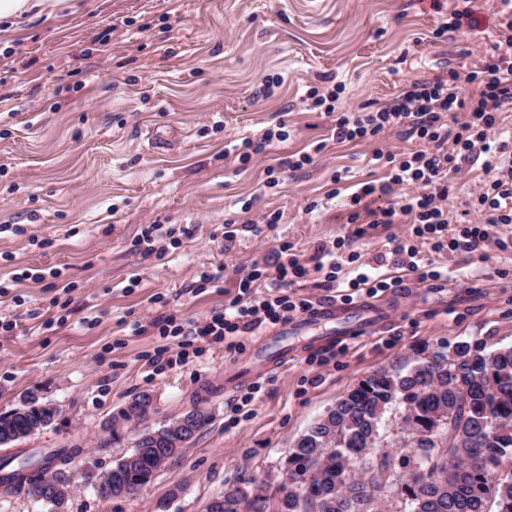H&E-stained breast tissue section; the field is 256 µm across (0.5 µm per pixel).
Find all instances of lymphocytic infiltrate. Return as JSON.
Returning <instances> with one entry per match:
<instances>
[{
	"instance_id": "f902f5d3",
	"label": "lymphocytic infiltrate",
	"mask_w": 512,
	"mask_h": 512,
	"mask_svg": "<svg viewBox=\"0 0 512 512\" xmlns=\"http://www.w3.org/2000/svg\"><path fill=\"white\" fill-rule=\"evenodd\" d=\"M498 2L496 39L467 72L452 68L443 79H416L388 103H362L342 111L336 108V92L323 94L314 87L307 92L309 111L335 114L333 139L375 143L374 163L389 169L386 181L361 183L351 194L352 238L368 232L360 224L362 202L376 194L390 197L387 207L366 216L374 224L407 225V232L393 235L391 242L401 263L423 281L438 276L418 263L423 245L438 253L473 252L494 241L497 225L512 224V135H505L498 121L499 113L512 112V0ZM394 135L413 138L421 147L403 157L386 151L384 144ZM471 160L480 161L488 179L464 211L462 229L452 239L446 232L448 181ZM319 253L320 261L311 268L296 255H287L272 277L261 262H253L248 273L237 279L235 297L205 321L189 325L172 314L156 316L152 325L159 335L175 337L178 344L172 355L148 360L151 373L192 362L200 357L205 343L222 345L228 353L239 351L244 333L310 312L312 300L294 290L309 273L321 274L322 287L344 286L356 293L387 285L368 264L361 265L355 277L340 280L343 256L337 247H323ZM263 280L268 289L260 295L256 286Z\"/></svg>"
}]
</instances>
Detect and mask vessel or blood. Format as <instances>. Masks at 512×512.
Wrapping results in <instances>:
<instances>
[{
	"mask_svg": "<svg viewBox=\"0 0 512 512\" xmlns=\"http://www.w3.org/2000/svg\"><path fill=\"white\" fill-rule=\"evenodd\" d=\"M374 324V315L366 308H342L324 305L283 329L281 335L270 337L256 360L241 371L242 377H257L272 362L287 360L294 351L292 338L313 335L316 342L334 343L336 338L361 333Z\"/></svg>",
	"mask_w": 512,
	"mask_h": 512,
	"instance_id": "vessel-or-blood-1",
	"label": "vessel or blood"
}]
</instances>
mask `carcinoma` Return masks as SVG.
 Wrapping results in <instances>:
<instances>
[{"label": "carcinoma", "instance_id": "1", "mask_svg": "<svg viewBox=\"0 0 512 512\" xmlns=\"http://www.w3.org/2000/svg\"><path fill=\"white\" fill-rule=\"evenodd\" d=\"M457 362L434 366L418 364L404 372H384L382 377L348 392L329 409L288 452V477L281 488L277 512H381L390 501L395 512H512V475L500 477L503 459H512V346L486 351L480 344L457 345ZM409 397L415 423H433L436 413L448 409L447 447L413 446L403 459H413L415 471H396L394 458L383 453L377 466L354 475L350 460L360 461L376 450L386 409ZM24 415H0V438L24 439L40 424L57 416L55 406H44L32 392L26 395ZM149 395L141 393L119 417L143 420L150 412ZM181 433L195 439L207 416L194 408ZM157 430L144 431L137 440L139 460L129 469L116 462L112 482L97 485L102 498L133 494L150 483L161 468L169 445L155 438ZM75 450L59 448L42 455L37 463L27 459H0V487L23 488L46 474L62 486L57 467L72 459ZM218 512H270L263 483L255 478L224 492Z\"/></svg>", "mask_w": 512, "mask_h": 512}]
</instances>
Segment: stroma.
I'll return each instance as SVG.
<instances>
[{"instance_id": "stroma-1", "label": "stroma", "mask_w": 512, "mask_h": 512, "mask_svg": "<svg viewBox=\"0 0 512 512\" xmlns=\"http://www.w3.org/2000/svg\"><path fill=\"white\" fill-rule=\"evenodd\" d=\"M436 22L431 0H61L0 30V413L32 391L58 409L52 425L0 447V459L74 449L62 470L66 512H156L164 499L167 512H207L245 479L282 470L296 439L369 372L404 370L419 352L445 354L462 341L512 346V224L494 229L505 250L423 247L424 263L448 272L423 283L392 252L390 236L405 225H380L348 246L402 279L354 297L373 308L374 332L300 340L286 364L257 377L252 412L236 427L226 421L249 386L225 391L224 377L249 361L260 333L241 336L239 353L207 348L147 374L150 357L177 346L151 316L202 321L236 295L237 272L205 288L201 272L229 259L238 271L256 260L275 268L283 243L311 267L318 246L348 238L350 195L387 171L371 162L372 144L332 141V117L308 111L303 97L330 82L344 87L338 107L384 103L408 80L469 69L474 45L495 38L497 2L480 0L472 28L444 41L432 39ZM270 77L281 84L265 98ZM282 119L286 142L245 163L225 153ZM152 130L174 149L152 152ZM318 143L311 165L284 168ZM345 167L349 179L335 182ZM485 178L478 165L452 176L449 233ZM246 200L254 212H279L277 229L240 224L225 240V218ZM150 226L155 251L146 254L133 242ZM143 392L153 397L147 419H119ZM195 408L206 425L150 484L96 495L143 430Z\"/></svg>"}]
</instances>
